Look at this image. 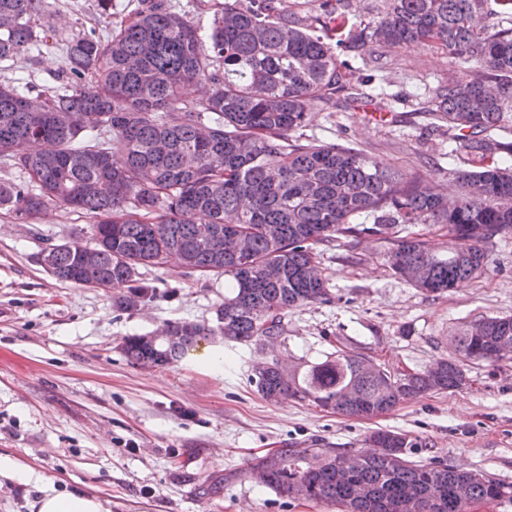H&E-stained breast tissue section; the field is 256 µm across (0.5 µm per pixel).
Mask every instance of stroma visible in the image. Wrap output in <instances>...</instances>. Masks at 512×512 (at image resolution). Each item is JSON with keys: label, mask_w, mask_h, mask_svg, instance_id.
<instances>
[{"label": "stroma", "mask_w": 512, "mask_h": 512, "mask_svg": "<svg viewBox=\"0 0 512 512\" xmlns=\"http://www.w3.org/2000/svg\"><path fill=\"white\" fill-rule=\"evenodd\" d=\"M91 2L44 0L39 22L63 38L104 34L136 0H112L108 17ZM379 54L371 107L395 113L397 122L369 123L361 110L316 105L304 134L362 149L388 168L419 170L455 195L449 179L470 168V158L452 151L447 131L415 107L426 86L469 80V70L422 44ZM62 64L60 51L31 50L0 70V80L28 77L36 90L52 91ZM92 223L53 202L27 224L0 211V464L31 476L25 483L0 475V512H31L50 490L94 496L104 512H340L332 502L278 497L249 478L213 497L198 488L214 472L246 470L254 457L285 445L358 450L376 429L406 434L416 463L442 459L512 482V361L467 365L463 389L430 393L369 420L309 401L271 403L251 381L257 363L276 358L292 367L339 348L393 370L453 358L452 327L512 315V236L495 238L485 275L439 297L395 276L385 243L342 240L321 258L333 301L290 311L277 344L217 339L189 361L141 368L119 350L122 338L174 321L213 323L224 280L175 262L148 268L143 277L155 298L118 311L112 290L57 280L40 263L46 243L75 233L93 246ZM217 352L224 368L211 361Z\"/></svg>", "instance_id": "35a3bbf8"}]
</instances>
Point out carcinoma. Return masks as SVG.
I'll use <instances>...</instances> for the list:
<instances>
[{
  "label": "carcinoma",
  "mask_w": 512,
  "mask_h": 512,
  "mask_svg": "<svg viewBox=\"0 0 512 512\" xmlns=\"http://www.w3.org/2000/svg\"><path fill=\"white\" fill-rule=\"evenodd\" d=\"M487 0H381L376 16L348 26L352 0H307L308 13L284 0H196L213 12L203 31L169 0H138L109 35L92 29L63 41L66 83L34 93L31 80L0 83V158L25 174L0 181V210L28 222L49 202L95 218L92 264L78 238L53 244L49 273L76 285L106 281L113 306L135 311L154 297L141 269L178 258L190 272L224 276L215 324L168 322L149 346L123 338L127 360L144 368L188 358L202 340L256 345L285 332L288 311L333 300L329 280L306 277L341 239L380 235L391 270L433 296L462 288L488 270L487 245L512 235V0L489 25ZM43 0H0V61L38 49ZM426 43L473 69L466 82L440 81L424 109L478 166L458 171L461 196L424 191L415 170L387 169L364 151L303 142L309 108L371 97L369 71L381 47ZM206 81L208 96L182 99ZM372 219L368 224L362 218ZM415 224H444L460 246L445 254L428 238L401 235ZM243 241L246 255L236 256ZM420 266L418 281L408 270ZM453 332L455 357L418 371L368 373L364 356L338 349L321 362L255 376L269 401L288 396L364 419L430 392L466 385L462 362L512 352V316H490ZM375 452L352 451L350 471L334 448H276L248 471L282 498L349 501L350 512H397L409 499L422 512H468L478 502H512V483L474 480L444 460H409L407 435L375 430ZM322 457L305 466L309 452ZM241 477L214 474L199 488L220 493Z\"/></svg>",
  "instance_id": "carcinoma-1"
}]
</instances>
